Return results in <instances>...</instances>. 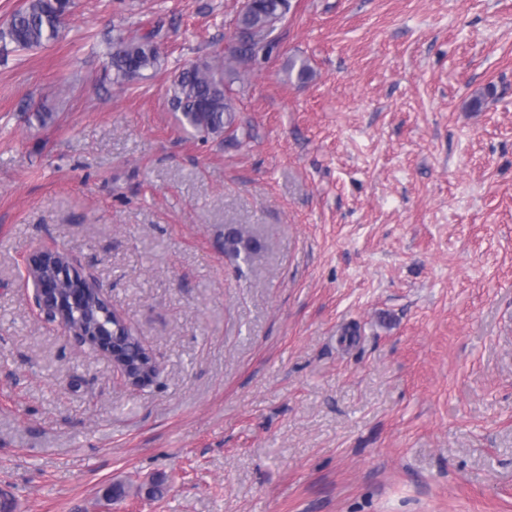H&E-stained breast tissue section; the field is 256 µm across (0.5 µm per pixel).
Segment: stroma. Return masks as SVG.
<instances>
[{"label": "stroma", "instance_id": "35a3bbf8", "mask_svg": "<svg viewBox=\"0 0 512 512\" xmlns=\"http://www.w3.org/2000/svg\"><path fill=\"white\" fill-rule=\"evenodd\" d=\"M240 5L75 0L0 60V499L512 512V0H290L231 85L232 144L185 132L167 86L226 52ZM151 30L161 71L104 82L112 38ZM45 247L95 278L152 385L39 318ZM258 249L256 241L249 237H245L239 229H233L224 237V252L233 257H240L244 254V260L249 262L251 256Z\"/></svg>", "mask_w": 512, "mask_h": 512}]
</instances>
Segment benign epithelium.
<instances>
[{"label":"benign epithelium","mask_w":512,"mask_h":512,"mask_svg":"<svg viewBox=\"0 0 512 512\" xmlns=\"http://www.w3.org/2000/svg\"><path fill=\"white\" fill-rule=\"evenodd\" d=\"M61 259L64 272L61 278L39 277L35 267L46 259ZM28 280L31 281L39 315L51 317V323L63 328L72 342L79 346H89L112 360V366L121 379L135 387H144L156 379L159 365L149 350L134 365L124 362L125 356L120 345L113 340V332L106 329L95 334H83L70 326L67 307L77 309L83 303V295L88 289L99 290L95 281L83 274L65 253L56 249L41 248L32 251L24 260Z\"/></svg>","instance_id":"7a95c632"}]
</instances>
